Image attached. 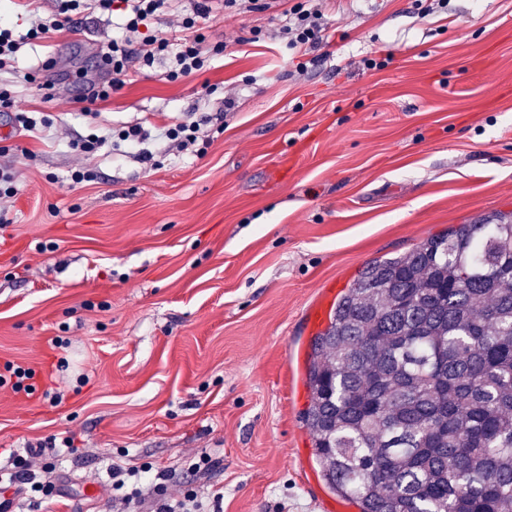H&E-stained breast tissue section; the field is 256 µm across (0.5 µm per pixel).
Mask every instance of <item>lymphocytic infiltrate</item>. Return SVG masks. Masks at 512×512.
<instances>
[{"label":"lymphocytic infiltrate","mask_w":512,"mask_h":512,"mask_svg":"<svg viewBox=\"0 0 512 512\" xmlns=\"http://www.w3.org/2000/svg\"><path fill=\"white\" fill-rule=\"evenodd\" d=\"M56 11L51 18H34L27 33L15 35L8 25L0 24V68L13 62L21 48L30 40H45L55 33L68 29L76 13L89 12L119 18V33L101 48V61L108 74L107 80L95 83L93 99H108L112 91L126 83L130 60H137L144 69L153 68L156 60L167 59L166 78L176 82L188 78L210 66L211 62L226 52L225 44H209L205 30L214 17V0H193L189 13L178 11V0H56ZM285 22L278 31L280 40L290 48H313L326 38L328 23L318 5V0H292L284 11ZM163 16L177 19L178 32L170 36L152 34L154 20ZM201 127L199 123H176L143 126L125 125L117 131H102L93 127L86 136L72 142L74 152L84 156L106 154L117 147L138 150V158L146 164H154L153 154L142 151L146 141L166 140L178 149L199 147ZM154 484V512H220L223 494L214 495L211 503H203L192 489H183L180 495L168 492V474L157 471Z\"/></svg>","instance_id":"obj_1"}]
</instances>
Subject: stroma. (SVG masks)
Masks as SVG:
<instances>
[{
  "instance_id": "obj_1",
  "label": "stroma",
  "mask_w": 512,
  "mask_h": 512,
  "mask_svg": "<svg viewBox=\"0 0 512 512\" xmlns=\"http://www.w3.org/2000/svg\"><path fill=\"white\" fill-rule=\"evenodd\" d=\"M322 10L328 40L303 73L275 36L278 6L216 10L208 41L228 42L226 56L175 83L166 62H130L105 102L83 91L114 32L95 13L0 73L17 109L54 116L50 133L0 137V168L22 185L0 200V366L33 370L37 389L0 387V471L51 436L78 448L56 458L61 494L42 512H123L115 462L171 471L174 495L223 491L224 512H337L303 422L314 313L372 259L512 215V0ZM32 71L53 100L22 80ZM93 112L115 127L208 117L224 130L202 157L150 142L154 168L75 154ZM82 168L93 179L71 184ZM49 387L61 405L42 400ZM200 455L208 469L190 473Z\"/></svg>"
}]
</instances>
